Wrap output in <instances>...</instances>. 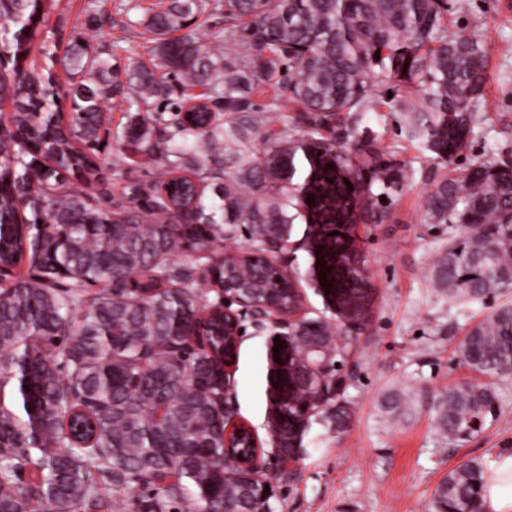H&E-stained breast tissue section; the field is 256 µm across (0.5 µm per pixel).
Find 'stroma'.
Instances as JSON below:
<instances>
[{
  "label": "stroma",
  "instance_id": "1",
  "mask_svg": "<svg viewBox=\"0 0 512 512\" xmlns=\"http://www.w3.org/2000/svg\"><path fill=\"white\" fill-rule=\"evenodd\" d=\"M449 30L477 31L491 53L490 79L481 119L468 147L457 158L465 166L472 155L512 149V0H453ZM167 0H60L43 14L28 44L23 67L42 64L46 50L64 54L73 34L83 32L95 48L119 45L124 56L147 61L149 33L142 25ZM106 16L86 28L89 11ZM366 125L382 144L398 143L408 164L406 193L391 223L358 228L369 269L374 308L371 322L348 348L340 367L351 415L344 434L313 420L292 473L279 480L278 512H426L438 483L459 463L480 458L492 463L512 449V377L499 380L503 405L479 434L452 443L436 428L429 408L412 421L394 423L379 408L390 390L421 382L430 395L461 380L454 347L469 326L487 311L478 302H451L431 286L427 273L448 240L447 225L422 221L423 200L438 170L415 144L397 141L395 117L368 114ZM104 178L95 191L119 194L111 178L122 168L131 179L153 180V167L137 162L126 146L111 143L104 154ZM269 331L246 329L230 369L231 394L238 422L249 426L263 448L267 469L275 467L268 393Z\"/></svg>",
  "mask_w": 512,
  "mask_h": 512
}]
</instances>
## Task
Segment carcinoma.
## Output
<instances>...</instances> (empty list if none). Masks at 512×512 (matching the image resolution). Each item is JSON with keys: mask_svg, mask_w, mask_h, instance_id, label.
<instances>
[{"mask_svg": "<svg viewBox=\"0 0 512 512\" xmlns=\"http://www.w3.org/2000/svg\"><path fill=\"white\" fill-rule=\"evenodd\" d=\"M57 2L0 0V53L17 55L16 33ZM448 12V0H169L145 19L148 65L122 66L117 47L72 37L61 59L66 130L60 101L45 93L51 69L0 77V99L14 107L0 126V264L32 270L0 285V512L101 508L109 491L131 488L144 492L137 512H265L266 473L223 467L227 443L257 453L246 432H226L220 401L230 378L219 357L245 327L208 311L226 284L258 312L296 315L281 353L322 362L309 374L269 372L282 463L296 460L313 419L343 431L349 409L334 374L343 332L364 330L374 302L353 231L390 223L407 186L399 145L378 147L360 127L365 112L400 113V135L444 165L423 206L424 223L452 230L428 271L433 287L451 302L512 289V153L453 166L479 123L489 53L479 34L448 31ZM205 13L224 15V32L204 43L192 25ZM116 97L131 113L116 139L149 158L155 181L94 200L68 180H102V105ZM287 101L296 115L276 128L265 115ZM297 224L318 243L306 272L247 257L291 242ZM239 240L243 255L210 279L206 263ZM179 252L190 261L175 264ZM333 262L336 293L322 295L333 317L305 311L302 280L321 295L319 271ZM457 358L471 377L433 400L450 442L500 411L512 304L471 327ZM421 404L420 384L380 402L403 422ZM27 469L38 482L20 480ZM486 473L476 458L449 470L432 512H480Z\"/></svg>", "mask_w": 512, "mask_h": 512, "instance_id": "cac0c4a2", "label": "carcinoma"}]
</instances>
